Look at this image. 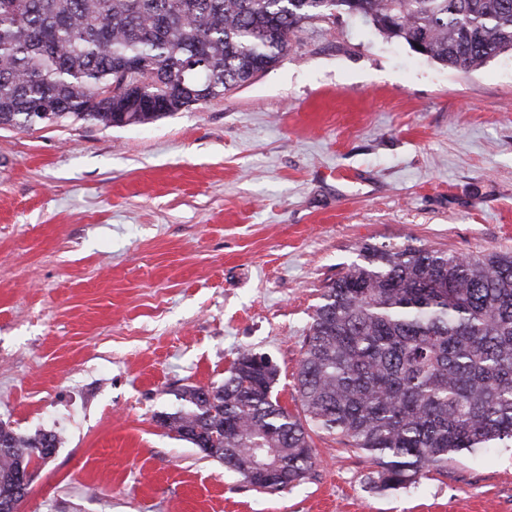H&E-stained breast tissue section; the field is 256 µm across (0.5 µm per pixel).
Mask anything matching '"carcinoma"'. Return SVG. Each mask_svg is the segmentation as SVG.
<instances>
[{
    "instance_id": "obj_1",
    "label": "carcinoma",
    "mask_w": 512,
    "mask_h": 512,
    "mask_svg": "<svg viewBox=\"0 0 512 512\" xmlns=\"http://www.w3.org/2000/svg\"><path fill=\"white\" fill-rule=\"evenodd\" d=\"M333 10L461 72L512 51V0H0V127L151 124L269 71ZM129 62L141 72L107 112ZM277 380L268 357L243 352L223 385L181 387L157 420L264 492L311 473L313 432L370 456L380 490L512 445V254L363 245L314 311L301 411L279 403ZM57 445L0 422V512H18L21 476Z\"/></svg>"
}]
</instances>
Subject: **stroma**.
I'll return each mask as SVG.
<instances>
[{
  "label": "stroma",
  "instance_id": "1",
  "mask_svg": "<svg viewBox=\"0 0 512 512\" xmlns=\"http://www.w3.org/2000/svg\"><path fill=\"white\" fill-rule=\"evenodd\" d=\"M512 252V51L459 72L358 17L148 125L0 128V421L58 435L18 512H512V447L376 488L325 433L260 493L156 421L245 351L295 376L366 243Z\"/></svg>",
  "mask_w": 512,
  "mask_h": 512
}]
</instances>
